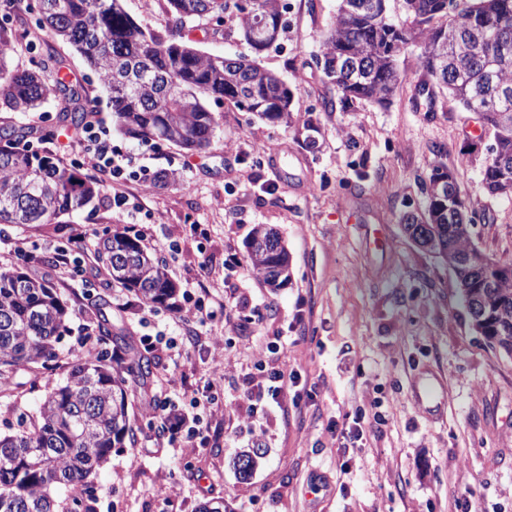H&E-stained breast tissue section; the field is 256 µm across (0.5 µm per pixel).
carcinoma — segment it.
Segmentation results:
<instances>
[{
  "instance_id": "1",
  "label": "carcinoma",
  "mask_w": 512,
  "mask_h": 512,
  "mask_svg": "<svg viewBox=\"0 0 512 512\" xmlns=\"http://www.w3.org/2000/svg\"><path fill=\"white\" fill-rule=\"evenodd\" d=\"M245 10L233 0H167L175 32L144 30L120 0H40L41 27L69 44L98 74L112 120L125 135L163 141L184 149L210 146L219 122L210 103L231 102L273 125L292 123L293 96L273 72L240 55L205 53L184 40L189 20L207 18L237 32L245 42L260 26L284 29L280 0H253ZM360 0H339L321 54L326 81L341 101L386 103L405 79L399 56L409 44L420 49V66L439 89L468 112H483V127L496 144L481 166L483 188L492 197H512V0H402L400 23L389 0L371 13ZM9 33L0 28V101L25 112L59 100L62 122L78 130L98 98L59 76L44 82L34 71L8 67ZM24 132L0 127V223L54 224L88 205L98 183L51 155L20 147ZM448 177V202L427 198L424 213L403 217L404 232L448 266L457 280L475 329L496 349L512 356V277L489 271L492 257L475 243L464 222L469 204L453 174L436 162L428 180ZM96 260L112 284L139 300L163 304L177 293L158 260L136 235L115 232L101 238ZM247 260L265 285L288 281L290 256L274 229L256 225ZM100 295L95 301L97 353L84 357L61 351L76 310L56 286L26 268L0 270V397L18 414L0 432V512H97L94 477L112 451L134 436L131 395L146 387L151 361L123 332L115 330ZM124 353L123 361L114 354ZM62 369V382L45 388L38 405L21 407L20 371L38 387L48 370Z\"/></svg>"
}]
</instances>
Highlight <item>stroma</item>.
Listing matches in <instances>:
<instances>
[{"mask_svg":"<svg viewBox=\"0 0 512 512\" xmlns=\"http://www.w3.org/2000/svg\"><path fill=\"white\" fill-rule=\"evenodd\" d=\"M337 0H289L277 45L260 53L205 20L190 24L195 47L255 57L292 91L294 121L273 126L231 104L216 106L220 129L208 149L191 152L164 142H141L113 132L112 143L157 171L152 184L126 181L140 204L119 217L109 206L112 174L83 168L101 196L58 224H0V268H10L13 240L68 242L148 225L157 239L173 238L180 263L170 276L180 293L202 303L221 298L202 334L221 333L234 365L225 373L207 344L181 355L152 352L148 395L183 405L184 393L213 385L219 407L206 414L208 430L193 448H158L157 424L134 400L135 436L117 449L95 478L98 512H197L220 500L226 512H512V357L473 328L452 272L408 238L400 219L426 205L423 183L432 162L457 180L483 220L474 240L490 256L512 258V200L485 194L474 144L492 137L476 113L431 92L410 46L399 59L405 80L390 104L343 105L313 58L321 51ZM38 0H23L6 21L10 68L53 82L57 61L99 97V80L68 45L45 37L35 20ZM317 128L308 143L305 126ZM28 130L34 150L68 165L76 142L41 140L59 127L55 101L30 112L0 105V125ZM204 228L192 234L191 225ZM275 228L290 254V278L279 288L244 276L225 278L228 255L246 259L255 225ZM208 262L200 278L199 262ZM112 322L132 337L183 330L174 312L158 307L150 324L134 312L112 310ZM232 330H224V323ZM288 342L286 367L296 370L299 404L269 405L267 434L250 435L239 399L245 374L275 338ZM438 381L441 407L422 404L419 378ZM374 419L358 457L343 455L334 422ZM258 450L249 479L238 456ZM176 487L174 501L163 493Z\"/></svg>","mask_w":512,"mask_h":512,"instance_id":"obj_1","label":"stroma"}]
</instances>
